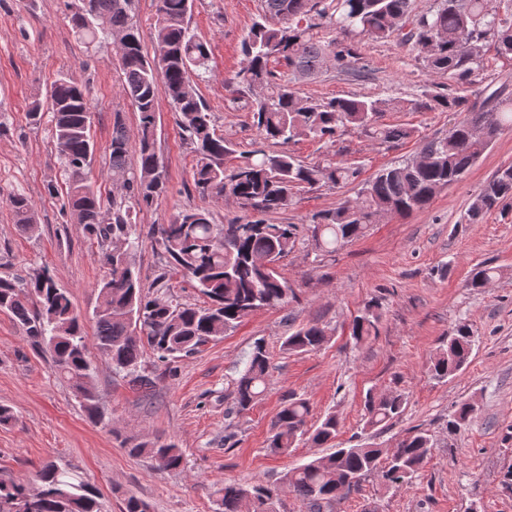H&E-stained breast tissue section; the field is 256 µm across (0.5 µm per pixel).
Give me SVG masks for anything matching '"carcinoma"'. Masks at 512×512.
<instances>
[{
  "label": "carcinoma",
  "mask_w": 512,
  "mask_h": 512,
  "mask_svg": "<svg viewBox=\"0 0 512 512\" xmlns=\"http://www.w3.org/2000/svg\"><path fill=\"white\" fill-rule=\"evenodd\" d=\"M194 0H156L157 35L154 57L143 49L132 16L133 0H77L69 21L82 44L92 48L105 39L121 51L122 91L138 112V154L130 160L129 131L115 113L109 153V177L117 193L103 195L91 178L95 146L90 136L92 104L84 87L60 73L46 89L45 100L32 101L31 123L52 114L62 176L68 190L63 213L83 226L96 243L106 274L97 281V305L91 320L96 348L112 369L151 391L164 373L144 372L145 349L170 364L192 354L205 343L234 330L251 313L280 308L295 298L294 290L279 274V263L291 252L296 225L275 224L266 215L291 204L296 192L321 183L343 185L356 181L361 168L344 161L311 166L290 152L262 147L234 150L216 134L212 113L198 89L209 72L210 52L189 28ZM412 0H261V20L252 24L242 43L244 62L233 78L239 93L251 95L253 123L260 136L274 144L301 137L333 143L337 133L356 127L377 144L410 137L402 124L381 122L389 103L382 99L332 97L308 100L290 82L268 68L270 60H283L293 75H312L332 62L336 68L360 73L349 40L375 41L397 37L417 50L426 72L454 83L448 92L434 91L410 102L412 109L452 112L458 119L445 137L422 146L416 163L409 159L383 168L364 182L358 196L336 208L314 215L312 238L317 247L334 253L361 236L383 215L408 216L426 208L443 188L460 181L485 148L506 129H512V97L496 92L481 105L469 102L468 88L487 70L489 48L495 56L512 59V0H434L429 8L412 14ZM412 27L403 31L406 20ZM337 37L322 39L323 31ZM171 101L184 139L192 146L196 164L195 190L204 199L232 201L259 217L236 218L217 224L206 207L179 212L169 223L152 227L155 248L168 267L182 273L207 305L182 304L168 294L166 274L150 294L142 289L136 270L143 245L132 215L153 207L167 192V172L156 151V104L159 94ZM236 156V162L226 159ZM512 202V165L499 168L482 186L467 212V223ZM16 224L34 229L35 207L23 194L7 197ZM496 270L481 265L471 273L467 287L482 289ZM0 311L9 313L34 346L47 356L58 375L79 398L80 406L95 421L104 419L94 386V367L87 356L85 318L74 307L70 292L43 268L25 279L0 277ZM383 313L378 302L365 305L351 324V336L361 343L380 332ZM329 329L319 323L302 326L287 336L283 348L302 353L320 348ZM474 332L468 320L459 321L447 346L431 359L432 376L443 381L469 363ZM269 353L254 344L236 381L234 409H250L265 391ZM401 393L364 399L365 425L385 427L404 411ZM476 414L474 404L462 401L448 416V432L467 426ZM309 402L294 394L284 397L271 424L267 448L281 454L303 438L314 446L333 441L339 422L327 414L315 428L307 426ZM433 447L425 430L416 431L388 451L376 445L338 448L291 469L286 481L314 512L347 498L366 477L377 474L387 485L412 481ZM128 453L143 457L162 470H180L184 456L172 441L131 442ZM218 512H276L274 490L262 484L244 488L226 483L215 491ZM0 512H103L100 496L74 471L53 462L36 472L35 486L0 481Z\"/></svg>",
  "instance_id": "obj_1"
}]
</instances>
